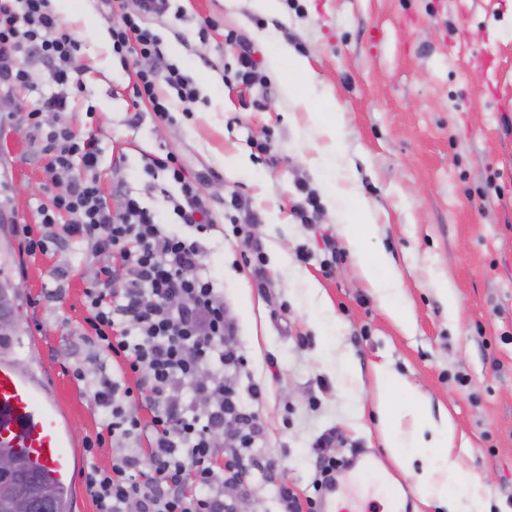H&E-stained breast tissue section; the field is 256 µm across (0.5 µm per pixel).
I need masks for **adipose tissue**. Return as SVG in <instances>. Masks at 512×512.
<instances>
[{
	"label": "adipose tissue",
	"mask_w": 512,
	"mask_h": 512,
	"mask_svg": "<svg viewBox=\"0 0 512 512\" xmlns=\"http://www.w3.org/2000/svg\"><path fill=\"white\" fill-rule=\"evenodd\" d=\"M331 198L337 205L338 225L363 282L381 300H391L399 284L397 275L377 271L365 259L364 244L377 230L372 215L360 206L356 192L335 190ZM417 423L421 434L413 440L414 450L398 455L397 464L404 472L412 474L418 499L423 502L432 498L445 500L450 512H482L480 488L455 466L437 470L430 454L434 448H442L449 453L455 449V432L450 421L436 424L421 417Z\"/></svg>",
	"instance_id": "ef3b65f1"
}]
</instances>
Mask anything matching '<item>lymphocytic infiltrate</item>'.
<instances>
[{
  "mask_svg": "<svg viewBox=\"0 0 512 512\" xmlns=\"http://www.w3.org/2000/svg\"><path fill=\"white\" fill-rule=\"evenodd\" d=\"M112 51L150 60L136 71L134 93L159 117L170 110L169 92L184 102L198 98L194 83L176 65L157 71L161 38L143 26L140 15L117 11L110 29ZM79 43L52 7V0H0V92L33 89L27 59L52 68L58 90L40 97L28 112L41 131L49 155L46 171L57 192L51 206H40L43 231L22 227L20 249L29 257L61 245L86 243L90 257L103 264L102 277L85 293L84 322L96 349L98 373L91 382L101 417V432L86 440L94 452L105 438L129 442L111 466L89 465L85 485L97 512H228L227 482L219 463L218 434L226 419L237 429L226 435L233 458L268 466L266 451L256 444L259 428L242 405L224 369L243 357L229 344L235 327L203 263L206 247L158 224L154 214L133 196L120 211L104 205L97 182L98 142L76 139L64 128H44L42 116L70 106L69 88L78 80ZM83 173L73 176V163ZM149 172L165 171L181 186L170 197L182 224L203 232L213 226L206 199L172 157L147 156ZM68 214L67 224L57 217ZM120 257L123 276L109 263Z\"/></svg>",
  "mask_w": 512,
  "mask_h": 512,
  "instance_id": "lymphocytic-infiltrate-1",
  "label": "lymphocytic infiltrate"
}]
</instances>
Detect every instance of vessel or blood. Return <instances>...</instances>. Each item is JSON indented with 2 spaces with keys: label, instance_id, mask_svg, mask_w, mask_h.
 <instances>
[{
  "label": "vessel or blood",
  "instance_id": "obj_1",
  "mask_svg": "<svg viewBox=\"0 0 512 512\" xmlns=\"http://www.w3.org/2000/svg\"><path fill=\"white\" fill-rule=\"evenodd\" d=\"M72 440L58 418L49 394L9 358H0V446L71 486L78 466Z\"/></svg>",
  "mask_w": 512,
  "mask_h": 512
}]
</instances>
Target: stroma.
<instances>
[{"label": "stroma", "instance_id": "35a3bbf8", "mask_svg": "<svg viewBox=\"0 0 512 512\" xmlns=\"http://www.w3.org/2000/svg\"><path fill=\"white\" fill-rule=\"evenodd\" d=\"M179 15L148 16L165 58L192 78L196 102L173 100L168 119L135 104L141 63L121 66L112 42L110 0H69L61 17L81 45L80 86L69 110L45 125L95 134L99 186L108 204L131 192L173 225L167 201L178 195L165 174L149 176L145 156L175 154L194 177L216 220L203 262L234 322L244 364L233 376L257 420L274 470H251L225 489L234 504L284 512L277 489L314 496L317 439L332 431L330 455L360 448L380 458L377 476L360 478L355 496L368 512H441L419 503L414 483L384 448L376 407L386 399L409 438L403 396H380L375 368L388 363L422 395L421 413L450 417L467 442L452 461L484 483L493 512H512V0H281L274 15L251 0H176ZM215 25L199 33L197 21ZM236 33L242 44L227 42ZM309 69L273 67L278 44ZM258 63L249 83L234 78L242 45ZM303 96L294 104L285 92ZM23 92L0 99V275L20 287L19 331L8 349L43 382L71 429L80 460L100 419L74 376L89 369L91 347L76 333L84 295L98 266L67 246L29 258L17 228L39 229L47 156L27 120ZM341 120L345 163L375 213L366 245L377 268L393 263L402 288L389 311L361 280L333 215L317 160L331 142L309 115ZM312 193L319 216L296 212ZM245 211L226 209L232 194ZM259 240L264 277L245 261V239ZM64 273L60 301L47 300ZM455 291L459 320H448L439 287Z\"/></svg>", "mask_w": 512, "mask_h": 512}]
</instances>
